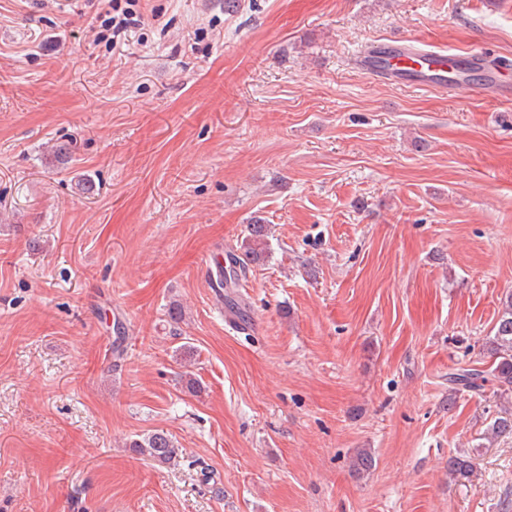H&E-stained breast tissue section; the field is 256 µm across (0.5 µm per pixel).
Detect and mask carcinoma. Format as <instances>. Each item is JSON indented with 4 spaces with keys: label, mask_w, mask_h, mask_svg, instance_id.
Wrapping results in <instances>:
<instances>
[{
    "label": "carcinoma",
    "mask_w": 512,
    "mask_h": 512,
    "mask_svg": "<svg viewBox=\"0 0 512 512\" xmlns=\"http://www.w3.org/2000/svg\"><path fill=\"white\" fill-rule=\"evenodd\" d=\"M52 161L67 164L74 161V147L69 142L58 143L49 150ZM268 225L256 220L248 225L247 235L242 242L244 257L232 258L235 268L232 269L228 281L238 280V276L246 273L248 263L256 262L267 254ZM483 354L490 359L487 370L460 366L448 373V387L454 394L460 391H485L490 387L498 397L512 395V294L505 297L502 311L491 330V335L485 339ZM512 436V411L504 410L497 414L487 426L484 438L497 439ZM132 451L150 458L153 461L168 464L177 457L172 436L156 430L140 439L129 443ZM375 465V459L370 451L361 448L356 451L352 460V470L361 475L370 471ZM473 460L466 453L453 455L448 458V474L454 479L466 477L472 471Z\"/></svg>",
    "instance_id": "obj_1"
}]
</instances>
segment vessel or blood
I'll return each instance as SVG.
<instances>
[{"mask_svg":"<svg viewBox=\"0 0 512 512\" xmlns=\"http://www.w3.org/2000/svg\"><path fill=\"white\" fill-rule=\"evenodd\" d=\"M357 67L379 81H397L447 91L466 85L471 71L484 70L481 92L485 98L512 100V88L502 85L496 71L486 69L480 52L462 55L444 47L417 48L406 39H387L371 45L356 58Z\"/></svg>","mask_w":512,"mask_h":512,"instance_id":"1","label":"vessel or blood"}]
</instances>
